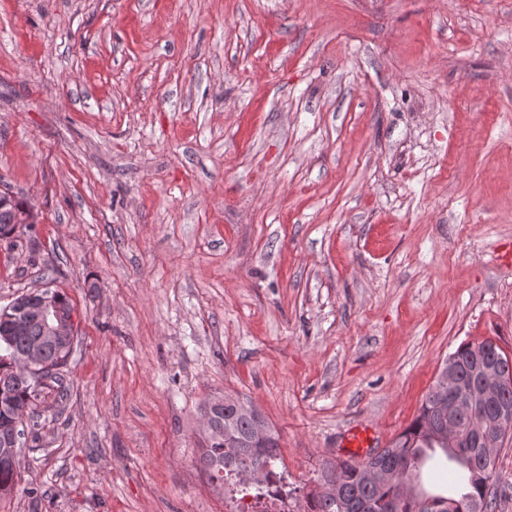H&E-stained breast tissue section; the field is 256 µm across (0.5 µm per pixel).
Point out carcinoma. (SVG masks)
<instances>
[{"mask_svg": "<svg viewBox=\"0 0 512 512\" xmlns=\"http://www.w3.org/2000/svg\"><path fill=\"white\" fill-rule=\"evenodd\" d=\"M24 205L26 202L20 197L12 196L0 201V238L13 232L17 213ZM14 316V305L0 309V436L10 431L14 413L19 409H32L44 390L54 387L57 389L56 397L61 400L67 397L60 368L67 365L74 347L72 340L63 349L57 344L43 342L40 324L34 322L22 336L8 334ZM33 345L41 347L42 363L22 374L17 369L19 357ZM486 347L495 361L505 366L512 364V355L491 339L461 344L451 354L455 358L460 386L448 394L432 387L415 419L384 449L379 458L382 463L400 462L410 467L411 474L406 477L410 493L403 496L398 512H424V500L433 502L429 512H448L450 502L454 504V512H471V503L482 499L486 500L489 512L494 509L498 488L494 480L485 484V475L493 474L495 460H486L473 444H448V399L458 403L456 413L459 423L467 426L475 411L468 394L471 381L478 377L475 354ZM502 408L512 410V384L500 387L494 403L486 408V414L493 415ZM224 419L230 422L234 435L242 441L243 447L234 449V453L230 454L216 444L202 445L199 462L209 480L219 487L227 484L243 491L253 486L258 497L267 492L274 496L283 495L282 477L273 469L280 448L279 438L273 434L265 444L255 448L251 444L255 431L252 417L238 413L233 406H227L224 408ZM428 448L441 450L453 474L468 469L465 483L446 497L432 495L425 488L420 460ZM254 461H262L266 466L264 479L257 484L250 483L245 474L248 463ZM333 473L336 474V496L309 493L310 512H388V504L396 488L368 481L360 461L348 459L332 464L324 470L321 478ZM17 476L15 469L0 468V497L13 491Z\"/></svg>", "mask_w": 512, "mask_h": 512, "instance_id": "cac0c4a2", "label": "carcinoma"}]
</instances>
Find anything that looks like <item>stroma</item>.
<instances>
[{"label": "stroma", "mask_w": 512, "mask_h": 512, "mask_svg": "<svg viewBox=\"0 0 512 512\" xmlns=\"http://www.w3.org/2000/svg\"><path fill=\"white\" fill-rule=\"evenodd\" d=\"M1 186L41 262L0 247V308L77 314L0 512H237L227 392L280 436L254 512H307L460 344L512 353V0H0ZM230 404H234L236 409L250 414L255 419L257 423L255 441H265L269 438V432L263 421L264 417L255 405L232 395L211 396L202 408L203 436L208 439H221L224 448L234 449L236 458L233 459L229 452L224 453V448L216 444L211 446L202 444L203 451L199 459L202 469L216 486L224 488L227 484L234 488L241 487L242 492L247 488L255 487L256 497L264 496L266 488L270 494L282 497L283 484H280L282 477L273 469V464L278 458V448H280L279 438L267 422L271 437L261 447L253 448L250 441L255 431L254 419L238 413L234 406H227ZM222 412H224V420H229L234 435L242 441L243 448H240L238 440L231 433L217 427L216 418ZM254 461H262L266 466V469L258 463L249 466L248 470L255 476L262 475L265 469L263 481L257 484L250 483L252 481L249 482L245 474L248 463Z\"/></svg>", "instance_id": "1"}]
</instances>
